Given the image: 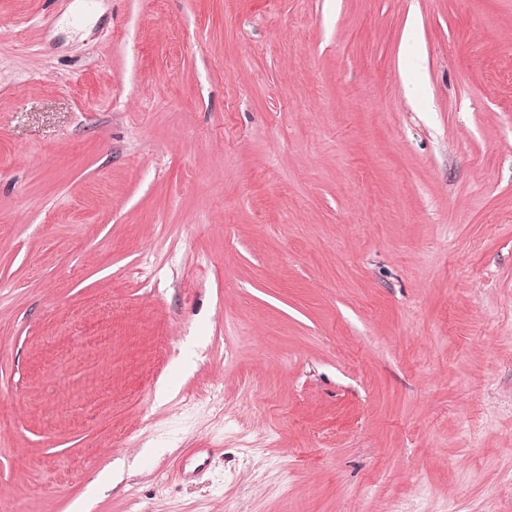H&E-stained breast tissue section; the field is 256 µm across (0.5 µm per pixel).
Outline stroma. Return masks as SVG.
I'll return each instance as SVG.
<instances>
[{"instance_id":"stroma-1","label":"stroma","mask_w":512,"mask_h":512,"mask_svg":"<svg viewBox=\"0 0 512 512\" xmlns=\"http://www.w3.org/2000/svg\"><path fill=\"white\" fill-rule=\"evenodd\" d=\"M233 507L512 512V0H0V512ZM112 345V336H109V330L105 324H98L89 329L88 335L84 336L83 341L77 348V353L85 362L86 366L95 373L100 371L95 361V351Z\"/></svg>"}]
</instances>
